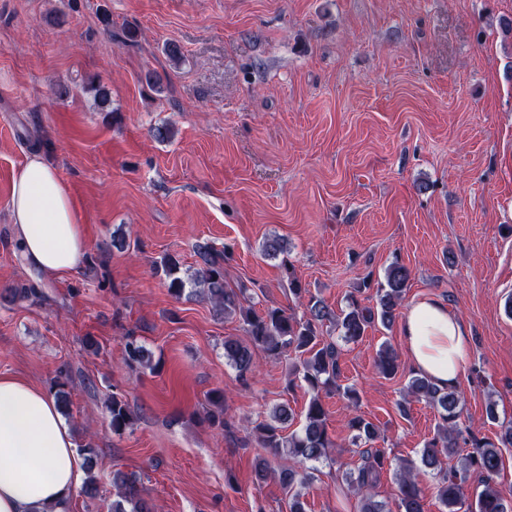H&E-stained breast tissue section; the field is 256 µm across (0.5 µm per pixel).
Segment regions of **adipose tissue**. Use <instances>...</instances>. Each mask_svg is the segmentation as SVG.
Returning a JSON list of instances; mask_svg holds the SVG:
<instances>
[{
	"label": "adipose tissue",
	"instance_id": "adipose-tissue-1",
	"mask_svg": "<svg viewBox=\"0 0 512 512\" xmlns=\"http://www.w3.org/2000/svg\"><path fill=\"white\" fill-rule=\"evenodd\" d=\"M13 243L24 266L47 276L74 273L88 241L67 184L42 153L30 154L10 194ZM400 336L414 367L442 387L465 373L470 327L432 297L404 313ZM82 478V462L55 399L0 375V512L61 507Z\"/></svg>",
	"mask_w": 512,
	"mask_h": 512
}]
</instances>
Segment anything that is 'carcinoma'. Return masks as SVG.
Here are the masks:
<instances>
[{"label":"carcinoma","mask_w":512,"mask_h":512,"mask_svg":"<svg viewBox=\"0 0 512 512\" xmlns=\"http://www.w3.org/2000/svg\"><path fill=\"white\" fill-rule=\"evenodd\" d=\"M195 253L198 268L188 277L181 275V261L172 254L161 259L157 270L165 277L171 295L179 298L187 287L198 288L224 315L240 316L247 339L224 338V359L242 381H248L253 374L260 352L276 358L291 349L303 356L302 381L311 397L301 429L283 434L294 414L288 404L280 403L274 407L270 420L258 423L254 430L259 447L280 456L276 474L289 494L290 512H305L300 488L312 479L307 463L327 457V449L333 447L327 431L328 410L320 393L334 388L353 407L358 406L360 400L355 387L340 384L339 351L335 342L323 339V325L330 323L346 342L358 341L376 325L391 329L410 280V270L398 262L389 265L385 270V283L376 289V305L372 307L361 305L351 294L347 307L338 313L316 300L309 302L307 312L298 318L281 308L258 311L250 305L244 306L246 289L236 290L224 279V266L231 259L228 249L221 250L209 242H202L195 246ZM281 267L289 293L301 298L304 288L292 265L284 259ZM125 356L130 363H142L147 352L136 338L130 336L125 345ZM376 366L379 373L387 378L397 376L400 363L391 346L385 345L380 349ZM405 393L408 397L427 402L438 413L437 433L422 448L420 464L422 468L441 475L437 496L448 512H512V501L506 500L492 485L503 466L499 445H512V423L502 427L496 443L478 439L470 435L469 428L461 422L463 396L458 390L440 387L430 378L415 373L409 377ZM107 409L113 432L120 434L133 424L132 413L121 396L112 395ZM347 428L355 444L372 442L379 436L378 426L361 415L350 417ZM463 444L470 446L472 451L460 454L459 448ZM357 453L362 463L356 471L346 475V481L348 488L359 498L358 512H387L385 504L375 499L373 490L384 470L391 466V461L379 448H360ZM80 455L87 473L81 492L95 498L100 493L99 483L92 474L96 449L88 442L82 445ZM454 457L458 458L457 465L443 470L444 461ZM419 468L412 461H400L396 470L398 512H425L424 496L418 482ZM473 475L478 477L482 490L469 503L463 488ZM112 484L117 487L112 512H152L151 506L141 496L135 478L116 472Z\"/></svg>","instance_id":"obj_1"}]
</instances>
